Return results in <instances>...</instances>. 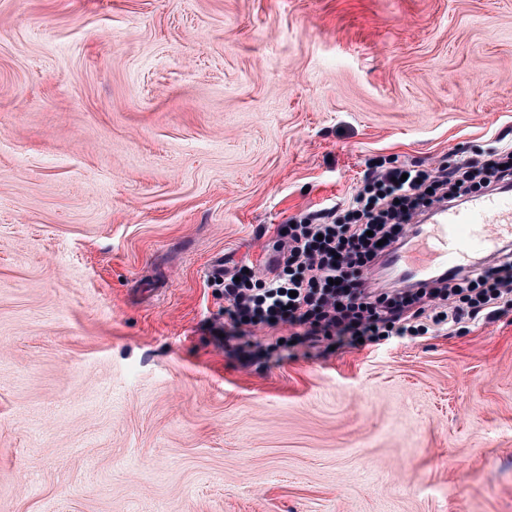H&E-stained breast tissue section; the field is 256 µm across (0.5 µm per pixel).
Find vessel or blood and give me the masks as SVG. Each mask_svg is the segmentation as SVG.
I'll return each instance as SVG.
<instances>
[{"mask_svg": "<svg viewBox=\"0 0 512 512\" xmlns=\"http://www.w3.org/2000/svg\"><path fill=\"white\" fill-rule=\"evenodd\" d=\"M420 233L439 269L457 273L470 255L496 252L512 242V195L493 189L461 205L440 204L424 217ZM383 263L410 282L425 281L431 273L420 258L399 250L391 251Z\"/></svg>", "mask_w": 512, "mask_h": 512, "instance_id": "b4317fda", "label": "vessel or blood"}]
</instances>
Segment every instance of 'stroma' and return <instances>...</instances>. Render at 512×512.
<instances>
[{
    "mask_svg": "<svg viewBox=\"0 0 512 512\" xmlns=\"http://www.w3.org/2000/svg\"><path fill=\"white\" fill-rule=\"evenodd\" d=\"M508 145L512 0H0V512H512V306L287 347L207 273Z\"/></svg>",
    "mask_w": 512,
    "mask_h": 512,
    "instance_id": "obj_1",
    "label": "stroma"
}]
</instances>
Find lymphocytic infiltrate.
Returning a JSON list of instances; mask_svg holds the SVG:
<instances>
[{
  "label": "lymphocytic infiltrate",
  "instance_id": "obj_1",
  "mask_svg": "<svg viewBox=\"0 0 512 512\" xmlns=\"http://www.w3.org/2000/svg\"><path fill=\"white\" fill-rule=\"evenodd\" d=\"M497 184H512L511 147L456 162L441 175L373 166L336 220L315 214L282 225L272 276L255 285L225 280V322L237 329L286 323L344 348L494 315L512 304L511 253L495 265L476 264L460 277L440 276L405 291L369 290L362 274L400 244L413 215Z\"/></svg>",
  "mask_w": 512,
  "mask_h": 512
}]
</instances>
